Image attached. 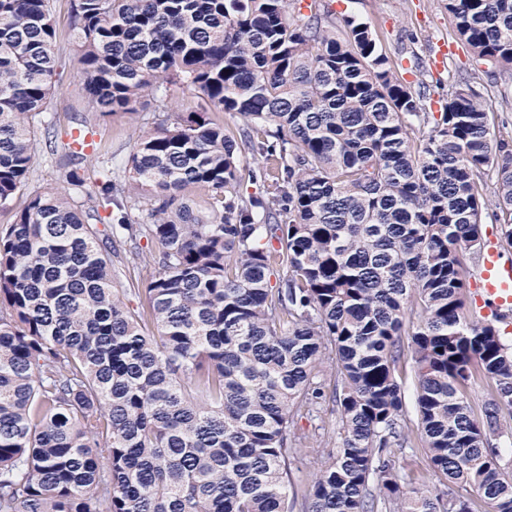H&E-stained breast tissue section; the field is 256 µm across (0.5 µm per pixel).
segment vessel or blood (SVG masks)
Listing matches in <instances>:
<instances>
[{
  "instance_id": "b4317fda",
  "label": "vessel or blood",
  "mask_w": 512,
  "mask_h": 512,
  "mask_svg": "<svg viewBox=\"0 0 512 512\" xmlns=\"http://www.w3.org/2000/svg\"><path fill=\"white\" fill-rule=\"evenodd\" d=\"M475 315L512 313V253L507 252L498 230L485 235L481 255L472 280Z\"/></svg>"
}]
</instances>
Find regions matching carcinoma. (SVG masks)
Instances as JSON below:
<instances>
[{"mask_svg": "<svg viewBox=\"0 0 512 512\" xmlns=\"http://www.w3.org/2000/svg\"><path fill=\"white\" fill-rule=\"evenodd\" d=\"M492 78L512 76V0H445ZM285 0H74L91 104L133 112L179 82L245 123L157 116L125 180L35 192L0 227V512H288L294 421L336 371L341 445L315 453L307 512H512V341L467 298L488 217L512 240V134L471 73L430 121L370 25ZM49 0H0V208L28 183L54 94ZM434 126H429V123ZM90 129L67 149L85 157ZM270 189L239 192L244 151ZM202 185L211 216L183 201ZM144 195L152 222L128 202ZM117 210L100 226L99 209ZM159 245L136 310L114 240ZM279 268L276 283H271ZM413 361L434 490L405 481L396 369ZM493 399L474 415L468 389Z\"/></svg>", "mask_w": 512, "mask_h": 512, "instance_id": "obj_1", "label": "carcinoma"}]
</instances>
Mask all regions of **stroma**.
Listing matches in <instances>:
<instances>
[{
  "label": "stroma",
  "mask_w": 512,
  "mask_h": 512,
  "mask_svg": "<svg viewBox=\"0 0 512 512\" xmlns=\"http://www.w3.org/2000/svg\"><path fill=\"white\" fill-rule=\"evenodd\" d=\"M326 10L335 17L349 14L368 22L382 52L388 57L397 76L409 83L424 81L435 96L448 92L447 81L438 80L431 69L428 56L433 46L444 42L453 46L448 56V67L463 73L480 71L471 50L459 40L454 23L444 0H321ZM56 28L58 91L52 101L48 118L57 135L56 149H49L44 136H37L29 181L14 201L0 208V225L14 223L27 196L34 192L56 191L65 186L64 176L78 170L85 179V191L96 195L99 172L111 168L124 172L144 129L150 128L162 107H169L179 115L204 110L200 94L179 84H168L157 96L144 97L136 111L101 115L93 108L82 73L72 23L71 0H52ZM94 127V148L87 158L77 159L66 148L69 133L80 122ZM154 243L139 245L138 255H131L128 247H117L112 253V282L123 291L128 307L138 308L145 302L144 290L158 273L151 260L156 251ZM398 380L405 400V419L412 444L404 449V472L414 484L428 478L426 449L420 439L419 421L415 410V377L411 359H403L397 368ZM297 428L306 437L298 446L291 464L289 498L302 500L315 470L312 448L336 447L338 414L332 400L326 399L308 415L299 418Z\"/></svg>",
  "instance_id": "1"
}]
</instances>
